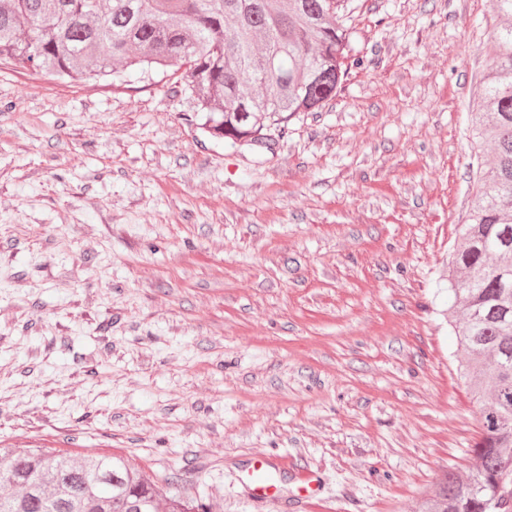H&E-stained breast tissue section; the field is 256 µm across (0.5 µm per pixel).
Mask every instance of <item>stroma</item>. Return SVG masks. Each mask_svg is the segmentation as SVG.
Segmentation results:
<instances>
[{"instance_id": "35a3bbf8", "label": "stroma", "mask_w": 512, "mask_h": 512, "mask_svg": "<svg viewBox=\"0 0 512 512\" xmlns=\"http://www.w3.org/2000/svg\"><path fill=\"white\" fill-rule=\"evenodd\" d=\"M275 153L170 83L0 70V443L121 453L209 512H422L468 475L448 322L491 0H358ZM283 458L252 498L250 459Z\"/></svg>"}]
</instances>
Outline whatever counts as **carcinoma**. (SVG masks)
Here are the masks:
<instances>
[{"label": "carcinoma", "mask_w": 512, "mask_h": 512, "mask_svg": "<svg viewBox=\"0 0 512 512\" xmlns=\"http://www.w3.org/2000/svg\"><path fill=\"white\" fill-rule=\"evenodd\" d=\"M493 61L472 105L479 160L448 261L449 323L479 405L472 473L447 471L426 512H512V0H491ZM354 0H0V69L120 86L178 75L195 124L273 152L298 112H319L351 68ZM120 454L0 447V512H208Z\"/></svg>", "instance_id": "obj_1"}]
</instances>
